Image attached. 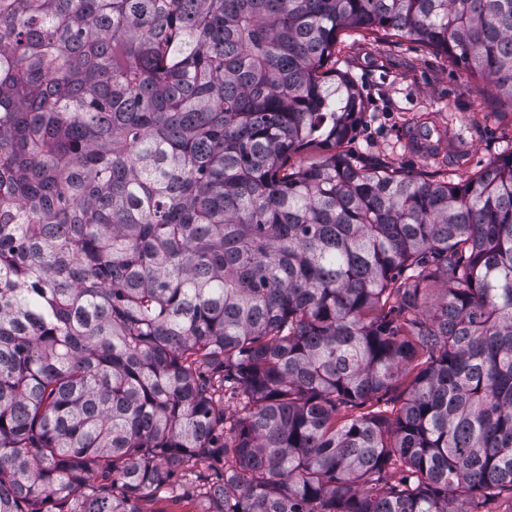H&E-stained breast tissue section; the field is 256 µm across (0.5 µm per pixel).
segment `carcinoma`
<instances>
[{
    "label": "carcinoma",
    "instance_id": "obj_1",
    "mask_svg": "<svg viewBox=\"0 0 512 512\" xmlns=\"http://www.w3.org/2000/svg\"><path fill=\"white\" fill-rule=\"evenodd\" d=\"M346 28L512 109V0H0V512H143L220 453L201 512L512 493V156L289 167L356 125Z\"/></svg>",
    "mask_w": 512,
    "mask_h": 512
}]
</instances>
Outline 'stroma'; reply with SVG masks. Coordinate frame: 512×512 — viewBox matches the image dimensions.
Returning <instances> with one entry per match:
<instances>
[{
    "mask_svg": "<svg viewBox=\"0 0 512 512\" xmlns=\"http://www.w3.org/2000/svg\"><path fill=\"white\" fill-rule=\"evenodd\" d=\"M336 68L355 81L365 111L345 153L380 160L454 184L512 153V114L496 111L491 89H478L445 55L406 37L346 29ZM427 124L430 140L446 136L439 154L410 147L408 134Z\"/></svg>",
    "mask_w": 512,
    "mask_h": 512,
    "instance_id": "1",
    "label": "stroma"
}]
</instances>
